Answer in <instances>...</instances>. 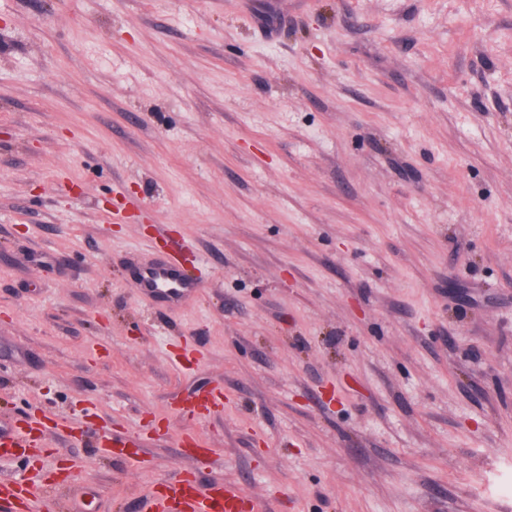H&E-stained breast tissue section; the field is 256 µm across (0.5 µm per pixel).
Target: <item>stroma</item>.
I'll list each match as a JSON object with an SVG mask.
<instances>
[{"mask_svg": "<svg viewBox=\"0 0 512 512\" xmlns=\"http://www.w3.org/2000/svg\"><path fill=\"white\" fill-rule=\"evenodd\" d=\"M172 244L176 306L135 285ZM30 414L27 512L188 474L512 512V0H0V416Z\"/></svg>", "mask_w": 512, "mask_h": 512, "instance_id": "35a3bbf8", "label": "stroma"}]
</instances>
